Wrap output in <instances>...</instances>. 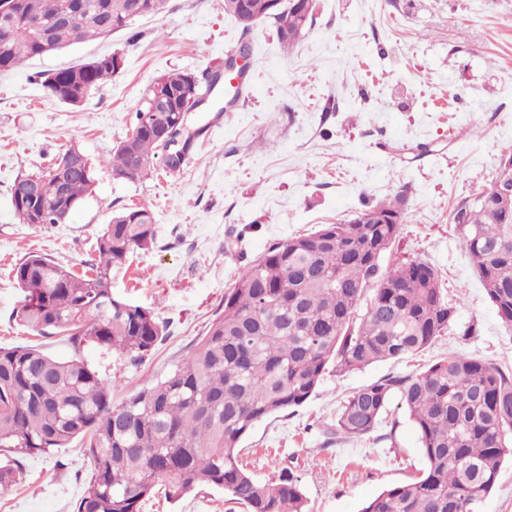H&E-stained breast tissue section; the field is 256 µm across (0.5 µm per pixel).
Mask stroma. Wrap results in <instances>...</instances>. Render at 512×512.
Segmentation results:
<instances>
[{
    "mask_svg": "<svg viewBox=\"0 0 512 512\" xmlns=\"http://www.w3.org/2000/svg\"><path fill=\"white\" fill-rule=\"evenodd\" d=\"M251 45L242 100L214 92L190 114L205 127L180 174L114 180L107 162L161 74L201 72L240 40ZM121 72L81 106L45 93L42 74L112 52ZM77 143L97 166L93 192L64 224H21L10 189L19 171L49 165ZM512 154V0H316L312 24L283 51L269 23L242 34L223 0H168L164 13L125 32L26 59L0 72V345H37L91 363L119 403L180 365L224 309L236 276L271 243L337 224L398 191L408 199L392 255L438 272L457 322L434 344L396 361L327 372L303 405L258 423L240 459L257 480L289 471L307 512H359L383 489L425 467L400 395L374 430L342 438L343 399L390 375H409L459 352L512 369V327L498 317L451 220L485 191ZM145 206L155 246L113 270L115 296L152 309L163 340L142 363L96 347L74 351L13 315L23 293L13 268L38 252L65 266L90 260L113 213ZM22 484L0 489V512H72L90 476L80 444L25 463ZM141 512H244L224 491L199 486L181 499L165 486Z\"/></svg>",
    "mask_w": 512,
    "mask_h": 512,
    "instance_id": "1",
    "label": "stroma"
}]
</instances>
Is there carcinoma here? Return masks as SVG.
<instances>
[{"label": "carcinoma", "instance_id": "obj_1", "mask_svg": "<svg viewBox=\"0 0 512 512\" xmlns=\"http://www.w3.org/2000/svg\"><path fill=\"white\" fill-rule=\"evenodd\" d=\"M79 21L56 19L59 0H0V71L29 57L128 30L127 0H71ZM38 20L44 33L30 28ZM269 21L281 46L299 39ZM117 74L112 55L78 61L47 73L48 95L79 106ZM192 76L157 77L135 113L129 134L108 161L117 181L142 180L156 170L159 131L181 136L179 153L161 165L179 174L205 128H183L178 112H153L157 89L178 91ZM80 147L72 143L51 166L24 172L15 182H41L36 199L11 191L22 224H64L96 182L70 174L59 185L54 169ZM500 182L460 206V241L501 321L512 325V209L499 204ZM400 191L354 219L272 243L224 293V311L186 361L125 401L112 403L109 383L81 357L62 361L35 346H0V488L24 478L25 461L51 458L80 438L91 476L74 512H141L163 479L178 498L196 486L224 490L246 512H305L299 481L283 473L256 480L237 461L241 440L259 422L303 405L329 367L353 371L401 359L435 342L458 318L437 270L421 259L382 264L399 224L381 220L405 214ZM158 234L146 207L112 216L97 239V258L80 272L40 253L15 265L24 292L15 318L42 337L64 336L77 351L92 344L141 362L163 339L154 312L112 294V269L147 251ZM398 393L426 460L422 475L381 491L360 512H476L492 493L502 464L512 460V372L466 355L443 358L406 376L387 377L349 395L336 414V434H368Z\"/></svg>", "mask_w": 512, "mask_h": 512}]
</instances>
